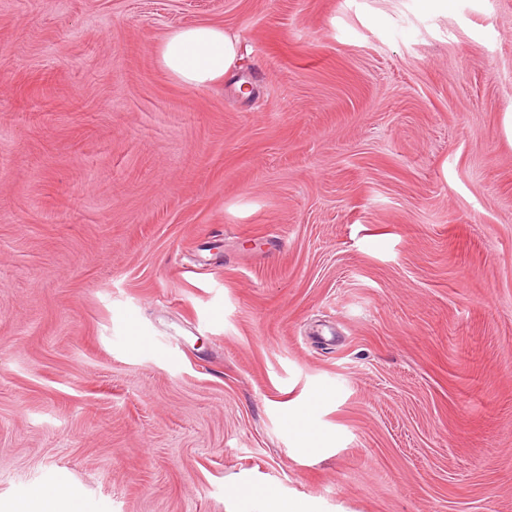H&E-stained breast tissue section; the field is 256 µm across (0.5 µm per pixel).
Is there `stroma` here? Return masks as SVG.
<instances>
[{
    "label": "stroma",
    "mask_w": 512,
    "mask_h": 512,
    "mask_svg": "<svg viewBox=\"0 0 512 512\" xmlns=\"http://www.w3.org/2000/svg\"><path fill=\"white\" fill-rule=\"evenodd\" d=\"M62 483L512 512V0H0V502ZM243 56L240 38L224 27L196 24L170 31L158 49V64L178 83L203 88L224 80ZM308 412L289 417V426L296 434L300 449H311L312 445L319 441V436L308 419Z\"/></svg>",
    "instance_id": "obj_1"
}]
</instances>
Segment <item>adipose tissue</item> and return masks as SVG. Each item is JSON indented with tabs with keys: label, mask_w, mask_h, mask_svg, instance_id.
<instances>
[{
	"label": "adipose tissue",
	"mask_w": 512,
	"mask_h": 512,
	"mask_svg": "<svg viewBox=\"0 0 512 512\" xmlns=\"http://www.w3.org/2000/svg\"><path fill=\"white\" fill-rule=\"evenodd\" d=\"M242 56L236 34L220 26L196 24L165 36L158 49V64L178 83L203 88L222 81ZM0 512H80V495L73 489H41Z\"/></svg>",
	"instance_id": "obj_1"
}]
</instances>
